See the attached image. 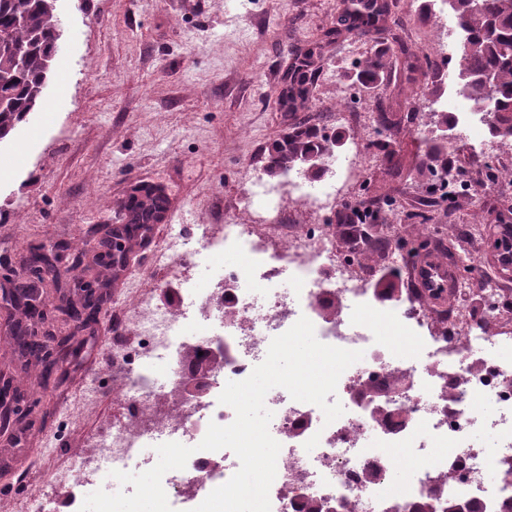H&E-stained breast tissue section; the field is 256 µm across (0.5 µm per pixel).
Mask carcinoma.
I'll list each match as a JSON object with an SVG mask.
<instances>
[{
    "label": "carcinoma",
    "instance_id": "1",
    "mask_svg": "<svg viewBox=\"0 0 512 512\" xmlns=\"http://www.w3.org/2000/svg\"><path fill=\"white\" fill-rule=\"evenodd\" d=\"M357 29L363 33L385 17L386 0H361ZM457 25L467 34L458 60L463 91L475 106L491 98L496 109L489 121L490 134L512 137V0H453ZM54 0H0V142L6 140L35 111L51 78L59 43ZM25 14L24 25H14L17 12ZM321 47L306 51L295 65L289 83L279 95L280 105L290 112L308 100L315 70L321 65ZM491 70L497 83L489 89L473 75ZM314 131L291 125L270 154V169L280 172L299 157L320 152ZM167 208L166 198L150 186H140L124 202L126 221L112 230V265L124 263V243L140 236L141 224H158Z\"/></svg>",
    "mask_w": 512,
    "mask_h": 512
}]
</instances>
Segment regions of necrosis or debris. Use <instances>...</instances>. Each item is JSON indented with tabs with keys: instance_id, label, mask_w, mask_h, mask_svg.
Masks as SVG:
<instances>
[{
	"instance_id": "1",
	"label": "necrosis or debris",
	"mask_w": 512,
	"mask_h": 512,
	"mask_svg": "<svg viewBox=\"0 0 512 512\" xmlns=\"http://www.w3.org/2000/svg\"><path fill=\"white\" fill-rule=\"evenodd\" d=\"M442 107L459 113L476 154L487 156L486 116L463 96ZM360 174L353 151L325 155L315 185L291 175L276 184L256 179L225 211L220 233L202 227L211 260L193 280L195 317L147 297L127 310L124 326L137 345L115 346L112 395L121 415L58 475L74 512L111 471L153 467L156 446L167 442L194 449L184 469L162 478L174 512H193L240 466L231 450L198 448L209 424L235 419L220 394L248 378L272 339L302 317L320 342L364 356L339 378L344 413L332 423L283 388L267 393L271 435L281 445L271 512H301L303 499L328 512H444L451 502L512 512V332L488 328L512 318V306L494 278L475 289L457 281L444 328L415 296L383 299L356 269L365 240L353 237L352 255H342L321 223ZM288 207L314 224L284 232ZM470 290L483 319L458 304Z\"/></svg>"
}]
</instances>
